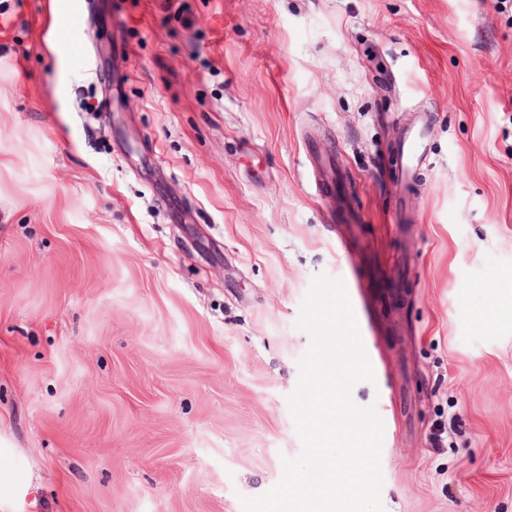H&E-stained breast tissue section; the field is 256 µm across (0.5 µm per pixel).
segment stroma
Here are the masks:
<instances>
[{"instance_id":"stroma-1","label":"stroma","mask_w":512,"mask_h":512,"mask_svg":"<svg viewBox=\"0 0 512 512\" xmlns=\"http://www.w3.org/2000/svg\"><path fill=\"white\" fill-rule=\"evenodd\" d=\"M68 2L58 56L0 0V512H242L302 451L320 275L384 512H512V0ZM430 122L418 126H409L399 133L398 154L400 159L399 178L405 191H409L417 182L422 170L429 168L432 157L428 147Z\"/></svg>"}]
</instances>
